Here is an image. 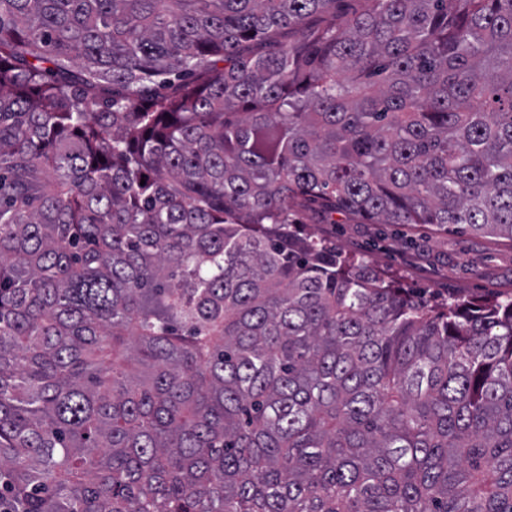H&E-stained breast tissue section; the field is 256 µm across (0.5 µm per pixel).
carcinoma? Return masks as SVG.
Listing matches in <instances>:
<instances>
[{"label": "carcinoma", "instance_id": "carcinoma-1", "mask_svg": "<svg viewBox=\"0 0 512 512\" xmlns=\"http://www.w3.org/2000/svg\"><path fill=\"white\" fill-rule=\"evenodd\" d=\"M0 0V512H512V300L311 211L512 241V0Z\"/></svg>", "mask_w": 512, "mask_h": 512}]
</instances>
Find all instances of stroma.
Instances as JSON below:
<instances>
[{
	"instance_id": "obj_1",
	"label": "stroma",
	"mask_w": 512,
	"mask_h": 512,
	"mask_svg": "<svg viewBox=\"0 0 512 512\" xmlns=\"http://www.w3.org/2000/svg\"><path fill=\"white\" fill-rule=\"evenodd\" d=\"M304 228L426 303L512 299L511 240L433 224H368L341 215L332 224L305 215Z\"/></svg>"
}]
</instances>
